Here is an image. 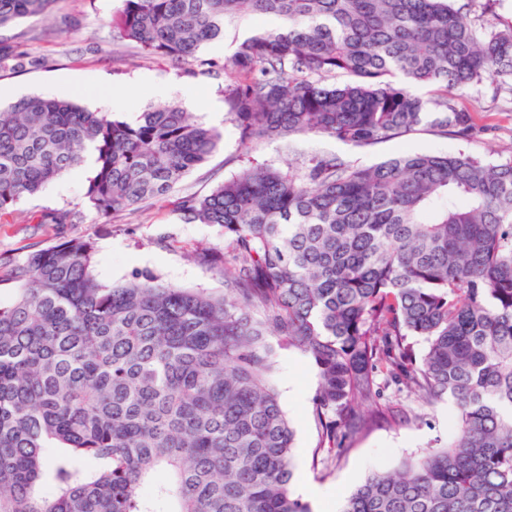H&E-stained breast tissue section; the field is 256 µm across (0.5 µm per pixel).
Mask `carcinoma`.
<instances>
[{
    "label": "carcinoma",
    "instance_id": "1",
    "mask_svg": "<svg viewBox=\"0 0 512 512\" xmlns=\"http://www.w3.org/2000/svg\"><path fill=\"white\" fill-rule=\"evenodd\" d=\"M54 2L0 0V29ZM121 2L110 25L140 55L233 72L224 97L244 144L319 135L368 148L425 125L467 141L478 127L457 95L486 82L512 92V26L479 22L468 2ZM249 15L281 24L221 64L200 56ZM219 139L177 104L128 121L22 97L0 109V214L89 149L90 207L137 210ZM177 211L224 232V252L205 255L224 293L150 271L105 285L82 237L0 259L16 285L0 304V512H312L291 490L295 433L270 381L271 336L318 370L323 452L396 418L378 373L428 405L452 399L448 441L372 472L341 512H512V160H252Z\"/></svg>",
    "mask_w": 512,
    "mask_h": 512
}]
</instances>
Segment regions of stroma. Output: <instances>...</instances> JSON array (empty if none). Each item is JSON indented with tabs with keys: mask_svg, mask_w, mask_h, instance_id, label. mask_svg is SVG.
I'll return each mask as SVG.
<instances>
[{
	"mask_svg": "<svg viewBox=\"0 0 512 512\" xmlns=\"http://www.w3.org/2000/svg\"><path fill=\"white\" fill-rule=\"evenodd\" d=\"M120 4L121 0H56L48 16L23 18L1 29L0 42L17 46L27 59L21 66L10 58L0 61V106L31 94L78 95L88 108L119 112L131 120L148 106L174 102L216 128L221 139L206 161L167 198L117 213L107 224L88 205L90 168L82 166L67 173L0 214L1 257L20 262L32 250L82 236L95 246L96 272L104 283L121 282L133 272L150 270L173 285L220 293L223 278L203 264L199 255L223 251L224 234L209 224L184 223L175 211V202L185 196L209 194L239 171L244 153L280 168L300 167L318 154H338L361 166L402 152L463 151L493 162L512 158V95L495 94L489 83L468 90L460 100L482 128L481 134L469 141L447 138L426 127L410 137L370 148H354L320 136L242 144L224 100L230 75L222 71L195 74L165 61L140 57L106 24ZM269 24V19L259 16L228 21L223 39L207 44L202 53L218 60L230 57L240 42ZM159 85L168 87L166 96L157 95ZM47 210L71 211L76 221L56 228L34 223V216ZM273 380L295 432L292 489L297 492L307 484L334 488L336 496L324 505L323 512H338L343 497L369 473L421 455L448 437V420L454 412L451 401L429 406L406 387L392 384L386 387L384 397L406 414V421L379 423L357 437L343 439L335 455L328 457L317 451L320 433L313 398L319 378L315 365L298 350L276 349Z\"/></svg>",
	"mask_w": 512,
	"mask_h": 512,
	"instance_id": "35a3bbf8",
	"label": "stroma"
}]
</instances>
